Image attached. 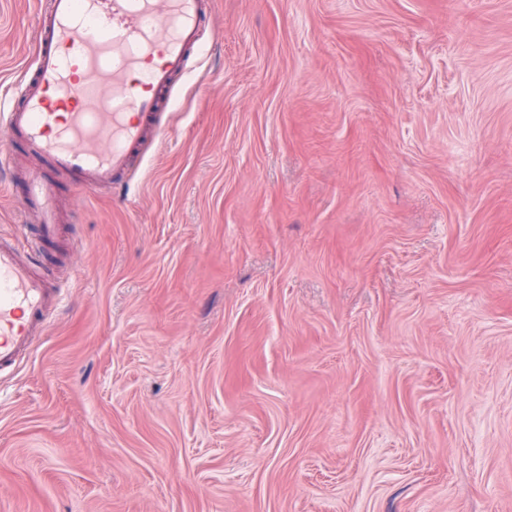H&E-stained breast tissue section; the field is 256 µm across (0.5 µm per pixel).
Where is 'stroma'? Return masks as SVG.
Wrapping results in <instances>:
<instances>
[{
  "instance_id": "35a3bbf8",
  "label": "stroma",
  "mask_w": 512,
  "mask_h": 512,
  "mask_svg": "<svg viewBox=\"0 0 512 512\" xmlns=\"http://www.w3.org/2000/svg\"><path fill=\"white\" fill-rule=\"evenodd\" d=\"M48 8L0 0L5 104ZM206 11L136 163L53 178L0 512H512V0Z\"/></svg>"
}]
</instances>
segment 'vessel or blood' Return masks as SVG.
Segmentation results:
<instances>
[{
	"mask_svg": "<svg viewBox=\"0 0 512 512\" xmlns=\"http://www.w3.org/2000/svg\"><path fill=\"white\" fill-rule=\"evenodd\" d=\"M203 20L204 0H51L32 81L0 113L42 166L25 193L38 235L24 253L0 238V372L29 353L56 306L33 262L49 256L59 233L52 174L112 185L133 162L160 91L183 74ZM133 73L140 79L132 85Z\"/></svg>",
	"mask_w": 512,
	"mask_h": 512,
	"instance_id": "obj_1",
	"label": "vessel or blood"
}]
</instances>
